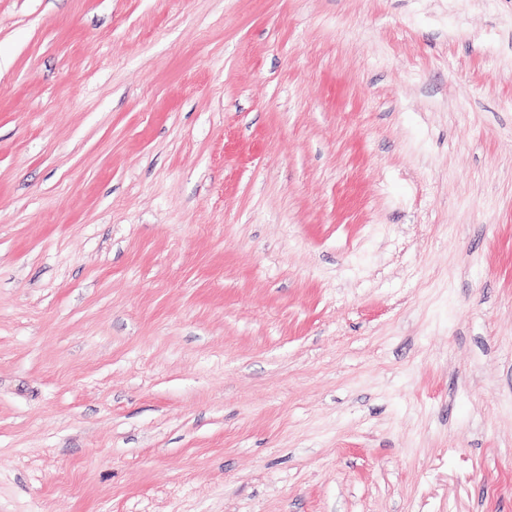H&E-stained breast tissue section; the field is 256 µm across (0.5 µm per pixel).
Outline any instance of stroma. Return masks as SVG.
Instances as JSON below:
<instances>
[{"label":"stroma","instance_id":"obj_1","mask_svg":"<svg viewBox=\"0 0 512 512\" xmlns=\"http://www.w3.org/2000/svg\"><path fill=\"white\" fill-rule=\"evenodd\" d=\"M0 512H512V0H0Z\"/></svg>","mask_w":512,"mask_h":512}]
</instances>
